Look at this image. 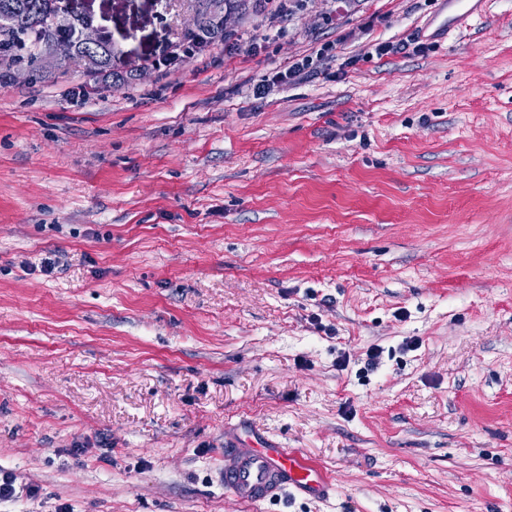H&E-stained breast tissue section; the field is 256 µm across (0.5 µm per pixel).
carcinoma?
<instances>
[{
  "label": "carcinoma",
  "mask_w": 512,
  "mask_h": 512,
  "mask_svg": "<svg viewBox=\"0 0 512 512\" xmlns=\"http://www.w3.org/2000/svg\"><path fill=\"white\" fill-rule=\"evenodd\" d=\"M196 20L183 33L182 42L202 49L215 41L224 40L226 33L221 22L208 14L207 0H196ZM13 7L20 17L18 28L10 35L0 38V67L9 70L19 66L34 67L44 51L46 36L68 40L74 43L78 54H83L79 35L92 17L74 14L59 18L53 8V0H0V4ZM101 70L91 74L94 84L112 78V52L103 51L100 58Z\"/></svg>",
  "instance_id": "1"
}]
</instances>
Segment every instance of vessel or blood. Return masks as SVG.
Wrapping results in <instances>:
<instances>
[{"instance_id":"obj_1","label":"vessel or blood","mask_w":512,"mask_h":512,"mask_svg":"<svg viewBox=\"0 0 512 512\" xmlns=\"http://www.w3.org/2000/svg\"><path fill=\"white\" fill-rule=\"evenodd\" d=\"M451 19L442 21L436 33L447 37L465 28L470 17L481 15L484 0H448ZM225 491L235 500L254 506L279 501L282 496L322 499L333 490L324 470L299 450L285 448L259 432L242 440L234 430L224 433V467L220 473Z\"/></svg>"}]
</instances>
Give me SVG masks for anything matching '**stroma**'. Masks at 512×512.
Returning <instances> with one entry per match:
<instances>
[{
	"label": "stroma",
	"instance_id": "stroma-1",
	"mask_svg": "<svg viewBox=\"0 0 512 512\" xmlns=\"http://www.w3.org/2000/svg\"><path fill=\"white\" fill-rule=\"evenodd\" d=\"M68 7L146 76L0 78V470L41 493L0 512H254L230 427L332 478L279 512H512V0L239 10L172 67L195 0ZM452 7L453 16L448 21V16L438 25L434 33L440 38H445L455 30L467 27V21L470 17L482 16L484 9V0H445ZM472 2H475L471 4ZM312 65L313 58H302L300 61H297L289 66L285 71H278L274 74L266 76V78L262 80L263 83L258 86V89H264L267 85L288 84L296 78L310 73V68Z\"/></svg>",
	"mask_w": 512,
	"mask_h": 512
}]
</instances>
